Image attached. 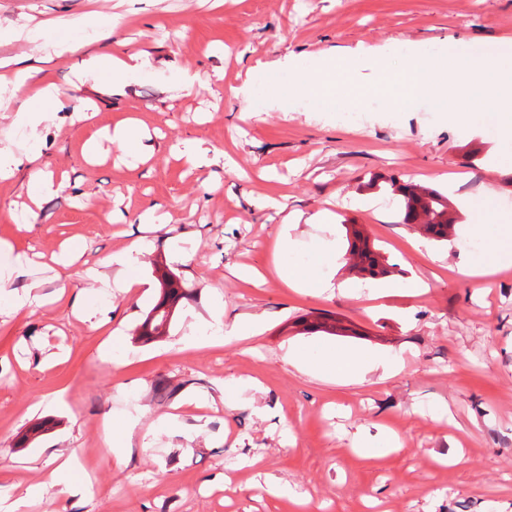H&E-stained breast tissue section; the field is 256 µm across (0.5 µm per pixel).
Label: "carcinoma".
Listing matches in <instances>:
<instances>
[{"instance_id": "cac0c4a2", "label": "carcinoma", "mask_w": 512, "mask_h": 512, "mask_svg": "<svg viewBox=\"0 0 512 512\" xmlns=\"http://www.w3.org/2000/svg\"><path fill=\"white\" fill-rule=\"evenodd\" d=\"M393 194L399 196L403 206V223L417 226L419 233L437 241H445L457 223L456 212L444 193L413 181L399 183L390 180ZM349 254L357 259L359 271L370 278L386 277L391 273L380 253L371 249L361 231H352ZM161 298L152 308L142 327L141 336L147 340L164 334L173 312L183 296L181 284L173 276L161 275Z\"/></svg>"}]
</instances>
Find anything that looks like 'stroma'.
I'll list each match as a JSON object with an SVG mask.
<instances>
[{
	"label": "stroma",
	"instance_id": "stroma-1",
	"mask_svg": "<svg viewBox=\"0 0 512 512\" xmlns=\"http://www.w3.org/2000/svg\"><path fill=\"white\" fill-rule=\"evenodd\" d=\"M110 0H0V24L67 20ZM117 36L151 69L124 95L79 81V56L51 66L69 100L90 97L83 121L50 108L38 148L12 116L20 99L0 104V140L35 154L36 167L67 174L39 204L20 213L27 174L0 182V236L33 262L15 288L43 281L48 304L0 315V489L11 501L52 469L56 450L91 459L94 477L73 476L59 501L65 512H512V270L475 280L468 262H492L512 238V174L490 161L495 127L479 134L447 122L448 103L428 94L408 112L376 97L350 125L316 104L294 101L288 80H255L258 112L226 95L255 61L286 52L308 58L336 47L390 43L403 53L419 41L438 51L460 40L481 49L512 40V0H153L120 22ZM199 72L188 96L172 98L179 68ZM138 119L152 157L134 167L109 141L97 163L83 146L106 127ZM185 141L224 152L233 171L190 169L172 146ZM447 193L459 211L449 241L419 248L403 224L389 178ZM158 209L160 229L109 224ZM292 251L276 253L283 224ZM362 229L392 265L395 288L372 296L347 265L336 278L353 293L288 287L274 263L312 272L345 254L347 226ZM151 247L134 275L137 293L104 292L85 268L141 236ZM335 241V255L325 245ZM77 252L58 282L54 255ZM163 261L184 287L169 329L144 341L139 328L160 296L153 273ZM258 271L253 280L235 267ZM422 282L425 293L409 284ZM100 319H77L71 295ZM221 322L257 315L260 335L207 334L214 306ZM320 319L332 333H308ZM304 366H296L291 351ZM355 351L403 360L382 378L345 380L318 364ZM114 424L119 450L97 446L99 422ZM47 431L32 435L33 426ZM396 432L401 445L366 456L360 436Z\"/></svg>",
	"mask_w": 512,
	"mask_h": 512
}]
</instances>
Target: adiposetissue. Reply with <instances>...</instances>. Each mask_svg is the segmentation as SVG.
<instances>
[{"label":"adipose tissue","mask_w":512,"mask_h":512,"mask_svg":"<svg viewBox=\"0 0 512 512\" xmlns=\"http://www.w3.org/2000/svg\"><path fill=\"white\" fill-rule=\"evenodd\" d=\"M2 38L26 44L30 54L37 56L41 64L80 55L78 77L97 79L104 75L109 76L110 87L116 94L125 93L136 78L151 66L146 54H130L119 46L105 52L83 51L81 44L60 37L55 28L46 23L31 25L24 22L0 27V39ZM3 86L10 87L12 96L25 97L27 104L14 113L12 124L32 136L36 135L44 119L37 107L38 102H58L63 98L61 90L50 75L41 73L39 67L25 66L18 57H0V87ZM0 252L8 258L6 264L0 265V294L7 297L14 309L40 305V281H31L20 293L11 288L13 278L31 263L27 254L16 251L12 241L6 237L0 238Z\"/></svg>","instance_id":"1"}]
</instances>
